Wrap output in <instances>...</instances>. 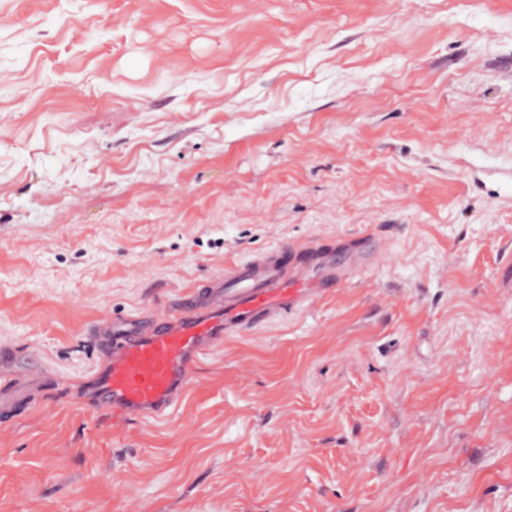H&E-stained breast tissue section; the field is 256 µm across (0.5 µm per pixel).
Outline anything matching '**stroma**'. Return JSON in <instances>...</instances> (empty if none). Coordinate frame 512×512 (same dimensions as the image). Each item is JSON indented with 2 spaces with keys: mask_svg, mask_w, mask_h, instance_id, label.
<instances>
[{
  "mask_svg": "<svg viewBox=\"0 0 512 512\" xmlns=\"http://www.w3.org/2000/svg\"><path fill=\"white\" fill-rule=\"evenodd\" d=\"M385 256L92 403L102 319ZM0 512H512V0H0Z\"/></svg>",
  "mask_w": 512,
  "mask_h": 512,
  "instance_id": "35a3bbf8",
  "label": "stroma"
}]
</instances>
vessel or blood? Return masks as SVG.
Listing matches in <instances>:
<instances>
[{"mask_svg":"<svg viewBox=\"0 0 512 512\" xmlns=\"http://www.w3.org/2000/svg\"><path fill=\"white\" fill-rule=\"evenodd\" d=\"M378 235L334 249L319 242L283 247L235 263L181 297L175 313L135 330L107 320L110 338L94 403L113 423L173 407L199 354L229 333L243 334L338 288L382 255Z\"/></svg>","mask_w":512,"mask_h":512,"instance_id":"1","label":"vessel or blood"}]
</instances>
